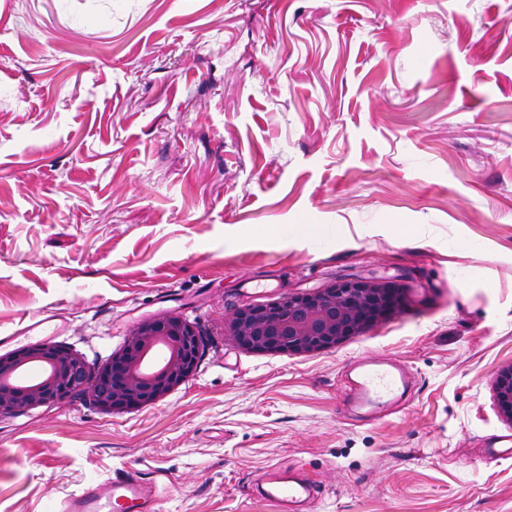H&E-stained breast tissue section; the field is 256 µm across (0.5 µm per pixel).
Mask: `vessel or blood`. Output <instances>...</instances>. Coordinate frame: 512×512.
Wrapping results in <instances>:
<instances>
[{"instance_id": "1", "label": "vessel or blood", "mask_w": 512, "mask_h": 512, "mask_svg": "<svg viewBox=\"0 0 512 512\" xmlns=\"http://www.w3.org/2000/svg\"><path fill=\"white\" fill-rule=\"evenodd\" d=\"M358 368L347 398L360 409L384 405L407 384L405 370L392 361L367 357L360 360ZM266 483L267 496L278 503L282 512H293L296 504L314 492L310 482L274 467L268 470ZM163 486L162 471H153L147 477L128 472L68 495L56 504L55 512H156L155 502Z\"/></svg>"}]
</instances>
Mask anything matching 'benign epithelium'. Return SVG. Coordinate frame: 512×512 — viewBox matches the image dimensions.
I'll return each mask as SVG.
<instances>
[{
    "label": "benign epithelium",
    "instance_id": "benign-epithelium-1",
    "mask_svg": "<svg viewBox=\"0 0 512 512\" xmlns=\"http://www.w3.org/2000/svg\"><path fill=\"white\" fill-rule=\"evenodd\" d=\"M403 289L383 278H347L269 305H244L227 331L240 346L273 354H307L334 347L385 321L401 306ZM199 340L194 326L175 313L144 319L123 348L99 371L94 404L106 413L152 404L191 377ZM87 379L82 356L54 343L0 354V419L59 400ZM492 389L501 417L512 423V362L496 373Z\"/></svg>",
    "mask_w": 512,
    "mask_h": 512
}]
</instances>
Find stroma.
Here are the masks:
<instances>
[{"mask_svg":"<svg viewBox=\"0 0 512 512\" xmlns=\"http://www.w3.org/2000/svg\"><path fill=\"white\" fill-rule=\"evenodd\" d=\"M344 277L391 318L304 355L224 325ZM97 371L140 320L197 327L159 401L0 420V512L135 468L157 512H512L491 389L512 362V0H0V336L38 311ZM405 398L347 410L364 357ZM265 494L275 500L282 510L294 511L296 504L313 495L314 487L293 473L270 468L267 473Z\"/></svg>","mask_w":512,"mask_h":512,"instance_id":"stroma-1","label":"stroma"}]
</instances>
